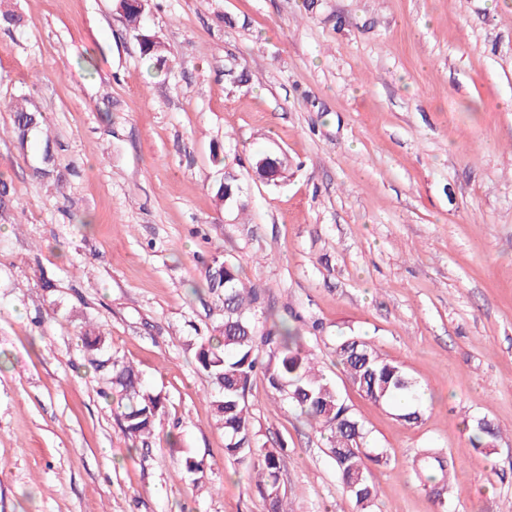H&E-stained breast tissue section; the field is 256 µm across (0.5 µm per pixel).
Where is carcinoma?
<instances>
[{
    "mask_svg": "<svg viewBox=\"0 0 512 512\" xmlns=\"http://www.w3.org/2000/svg\"><path fill=\"white\" fill-rule=\"evenodd\" d=\"M130 30L137 37L141 56L163 68L169 58L167 49L154 34L146 31L145 10L119 0ZM13 112V133L21 143L42 133L43 113L25 96L9 105ZM240 191L238 179L224 173V182L215 196L220 201L234 199ZM207 287L222 302L224 322L202 338L196 359L218 391L215 406L224 423L227 455L250 463L256 474V487L268 503V512H288L280 484V458L257 445L252 416L247 403L254 375L264 366L270 387L310 422L328 433V453L347 493L363 512L370 508L377 488L372 480V463H380L383 453L368 446L366 433L353 408L342 398L337 386L318 369L311 350L306 347L299 328L286 320L268 328L258 324L265 291L244 282L239 268L228 260L213 261L206 272ZM82 341L89 353V368L105 377L119 394L122 430L134 442L147 443L155 435L163 408L161 394L148 392L132 365L115 358L100 359L94 352L104 337L84 330ZM349 383L367 400L394 404L398 417L409 423L421 419V390L403 368L383 358L369 343L357 336L343 337L333 348ZM497 432L488 424L478 427L470 438L475 449H494ZM423 463L430 467L428 480L447 482L454 470L453 460L427 455Z\"/></svg>",
    "mask_w": 512,
    "mask_h": 512,
    "instance_id": "cac0c4a2",
    "label": "carcinoma"
}]
</instances>
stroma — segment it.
<instances>
[{
    "label": "stroma",
    "instance_id": "obj_1",
    "mask_svg": "<svg viewBox=\"0 0 512 512\" xmlns=\"http://www.w3.org/2000/svg\"><path fill=\"white\" fill-rule=\"evenodd\" d=\"M4 11L20 23L0 24V512H267L195 358L224 320L216 257L264 288V314L297 319L386 451L373 512H438L414 474L426 448L455 461L449 512H512V0H148L167 75L118 0ZM24 94L47 181L4 107ZM260 153L284 180L258 177ZM85 325L165 396L151 446L89 372ZM351 335L418 381L419 423L347 382L332 348ZM248 406L290 512H356L324 434L264 374Z\"/></svg>",
    "mask_w": 512,
    "mask_h": 512
}]
</instances>
